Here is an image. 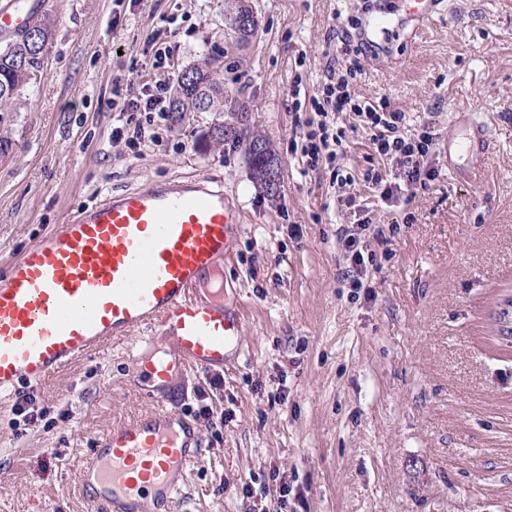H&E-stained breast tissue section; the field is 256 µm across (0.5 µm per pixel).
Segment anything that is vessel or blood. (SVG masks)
Instances as JSON below:
<instances>
[{
	"label": "vessel or blood",
	"mask_w": 512,
	"mask_h": 512,
	"mask_svg": "<svg viewBox=\"0 0 512 512\" xmlns=\"http://www.w3.org/2000/svg\"><path fill=\"white\" fill-rule=\"evenodd\" d=\"M485 123L453 143L481 161ZM209 175L105 195L0 263V393L37 386L112 339L147 331L139 390L153 412L114 426L92 448L79 485L92 512H169L201 448L200 426L175 404L189 369L224 370L243 354V315L224 299V262L242 232Z\"/></svg>",
	"instance_id": "obj_1"
}]
</instances>
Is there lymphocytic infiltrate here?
<instances>
[{"label":"lymphocytic infiltrate","instance_id":"obj_1","mask_svg":"<svg viewBox=\"0 0 512 512\" xmlns=\"http://www.w3.org/2000/svg\"><path fill=\"white\" fill-rule=\"evenodd\" d=\"M174 17H161L154 33L148 39L149 49L135 77L127 80L121 102L113 103L118 114L112 139L125 143L132 157H139L144 142L161 144L160 129L168 119L169 99L162 72L172 66L173 49L170 42L175 31ZM357 22L347 18L338 28L344 45L339 57L331 58L320 92L304 93L301 75H294L291 94L294 99L293 136L291 153L297 154L304 171L329 170L330 185L339 202L361 213L356 229L341 233L339 240L350 262L348 277L351 287L364 285L366 270L363 239L366 233L381 236V229L373 228L367 218L368 208L355 191L356 184H364L384 203L412 204L419 194L429 190L439 175L429 165L434 135L429 127L409 130L406 115L391 106L387 100L376 102L355 98L350 86L362 72L361 59L367 49L358 40ZM353 114L355 124L342 126L341 117ZM365 130L373 152L381 167H371L356 174L346 168L343 159L347 153L350 133Z\"/></svg>","mask_w":512,"mask_h":512}]
</instances>
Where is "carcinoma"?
I'll return each instance as SVG.
<instances>
[{"label":"carcinoma","mask_w":512,"mask_h":512,"mask_svg":"<svg viewBox=\"0 0 512 512\" xmlns=\"http://www.w3.org/2000/svg\"><path fill=\"white\" fill-rule=\"evenodd\" d=\"M54 35V20L47 14L33 13L16 37L0 46V112L9 111V105L27 85L37 80L44 66L45 55ZM187 71L193 80L184 83L180 97L170 98V112L185 115L189 112H220L224 122L213 125L204 141L230 144L249 154L248 143L263 135L248 125V105L224 87L216 76L211 62L205 60ZM278 161L270 141H265V151L254 159H246L252 182L273 195L268 181L272 163Z\"/></svg>","instance_id":"cac0c4a2"}]
</instances>
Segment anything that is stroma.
Returning <instances> with one entry per match:
<instances>
[{
	"label": "stroma",
	"instance_id": "stroma-1",
	"mask_svg": "<svg viewBox=\"0 0 512 512\" xmlns=\"http://www.w3.org/2000/svg\"><path fill=\"white\" fill-rule=\"evenodd\" d=\"M236 0H0L55 22L43 74L0 118V261L38 242L113 191L198 173L224 182L243 232L224 263L245 313V351L224 369L173 512H512V0H439L429 21H405V0L375 7L401 19L362 61L356 96L388 99L410 126L432 125L441 175L409 206L370 217L374 257L352 288L338 233L353 213L330 174H302L290 154L291 81L320 84L339 55L337 24L365 0H251L249 43L229 24ZM175 16L166 82L210 54L249 107L251 129L281 162L280 195L264 196L241 149L201 150L216 112L170 122L162 144L129 158L112 141L116 87L139 69L159 18ZM465 110L494 143L478 172L454 176L449 139ZM133 340L80 357L35 390L47 416L14 429L0 396V512H89L79 473L112 426L152 410L137 387ZM252 496H245L244 486Z\"/></svg>",
	"mask_w": 512,
	"mask_h": 512
}]
</instances>
